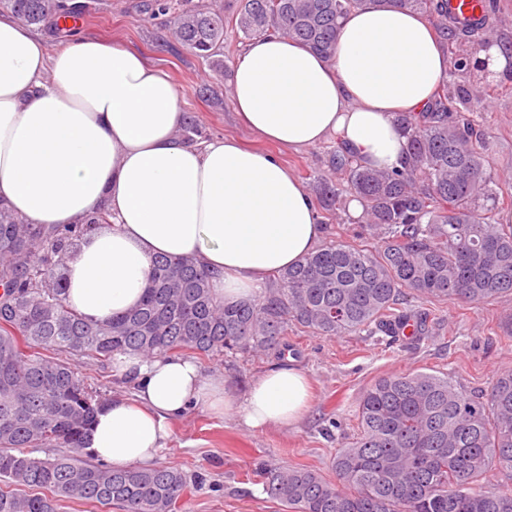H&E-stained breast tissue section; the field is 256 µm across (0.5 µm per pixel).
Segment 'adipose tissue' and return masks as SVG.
<instances>
[{"label": "adipose tissue", "mask_w": 512, "mask_h": 512, "mask_svg": "<svg viewBox=\"0 0 512 512\" xmlns=\"http://www.w3.org/2000/svg\"><path fill=\"white\" fill-rule=\"evenodd\" d=\"M447 72L425 17L369 0L343 19L333 60L261 35L230 87L240 122L259 137L301 149L333 136L361 165L392 171L406 158L398 113L424 109ZM184 119L168 75L138 52L88 37L51 52L0 16V202L45 226L111 214L65 264V302L79 314L129 310L159 255L196 259L217 300H254L318 245L313 197L277 155L233 137L186 144L176 135ZM112 370L134 396L105 404L85 448L118 468L153 461L189 408L262 429L294 424L311 401L309 380L288 364L241 399L179 356L118 353Z\"/></svg>", "instance_id": "ef3b65f1"}]
</instances>
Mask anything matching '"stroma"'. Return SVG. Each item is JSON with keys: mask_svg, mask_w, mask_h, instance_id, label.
I'll return each instance as SVG.
<instances>
[{"mask_svg": "<svg viewBox=\"0 0 512 512\" xmlns=\"http://www.w3.org/2000/svg\"><path fill=\"white\" fill-rule=\"evenodd\" d=\"M80 28L82 36L133 49L169 75L181 109L194 131L178 129V137L193 143L224 136L249 146L259 140L237 120L229 73L247 44L234 30L224 33V70L195 57L175 40L170 15L142 21V0H87ZM466 86L474 110L489 135L486 166L497 181L499 200L494 217L512 211V64L501 72L459 74L448 79L449 88ZM337 146L330 138L299 150L279 149L284 164L305 186L327 178L345 186L344 173L331 169L329 155ZM318 204L324 226L323 242L342 239L356 245L367 240L347 205ZM416 309L436 313L427 339L418 349L395 343L385 345L365 334L316 336L289 326L276 349L259 352L197 356L206 375L224 378L229 392L244 395L273 364L292 359L308 376L313 398L295 425L253 430L233 416H217L193 408L172 427L171 437L157 462L186 474L202 475V486L191 488L176 512H284L267 497L255 473L258 463L309 467L335 480L332 461L337 448L356 430L355 416L363 391L378 377L394 373L429 372L450 375L469 394H485L498 373L512 369V296L484 304L456 300L417 301ZM72 365L104 399L128 396L131 386L112 375L111 362L90 361L70 354Z\"/></svg>", "mask_w": 512, "mask_h": 512, "instance_id": "stroma-1", "label": "stroma"}]
</instances>
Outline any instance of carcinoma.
<instances>
[{"instance_id": "obj_1", "label": "carcinoma", "mask_w": 512, "mask_h": 512, "mask_svg": "<svg viewBox=\"0 0 512 512\" xmlns=\"http://www.w3.org/2000/svg\"><path fill=\"white\" fill-rule=\"evenodd\" d=\"M366 0H239L233 20L193 0H149L142 20L171 13L177 41L216 67L224 27L244 37H290L333 58L342 19ZM400 3L427 14L441 39L476 42L481 25L459 24L448 0H371ZM81 10L72 0H0L11 14L51 33ZM486 62L456 56L449 72L483 71ZM467 89L448 95L443 80L424 112H402L408 135L405 167L373 170L342 147L331 163L345 171L346 192L364 208L375 247L332 241L276 274L262 299L227 306L212 294L209 274L194 260L159 256L141 300L110 319L89 320L64 303L60 271L67 250L84 232L110 223L98 210L78 224H28L0 202V512H59L61 503L99 512H175L190 488L168 466L114 469L40 448L84 449L102 399L66 362L45 355L81 352L109 360L117 352L145 356L189 351L275 348L288 322L322 336L364 332L407 341L425 338L412 299L484 303L512 296V225L495 224L478 201H498L485 168L489 136L461 114ZM319 196L334 205L340 192L323 181ZM357 433L336 450V481L309 468L260 471L263 491L288 512H512V492L480 484L491 471L512 473V370L499 373L487 397L468 395L449 376L418 372L375 380L364 390Z\"/></svg>"}]
</instances>
